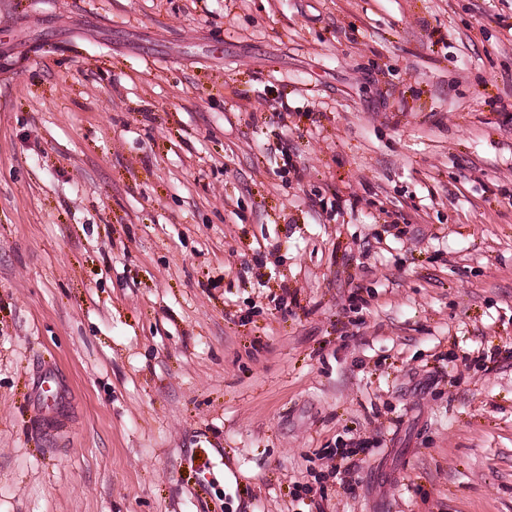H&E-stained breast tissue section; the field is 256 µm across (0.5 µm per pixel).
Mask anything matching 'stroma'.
<instances>
[{"label": "stroma", "mask_w": 512, "mask_h": 512, "mask_svg": "<svg viewBox=\"0 0 512 512\" xmlns=\"http://www.w3.org/2000/svg\"><path fill=\"white\" fill-rule=\"evenodd\" d=\"M510 106L512 0H0V512H512Z\"/></svg>", "instance_id": "obj_1"}]
</instances>
